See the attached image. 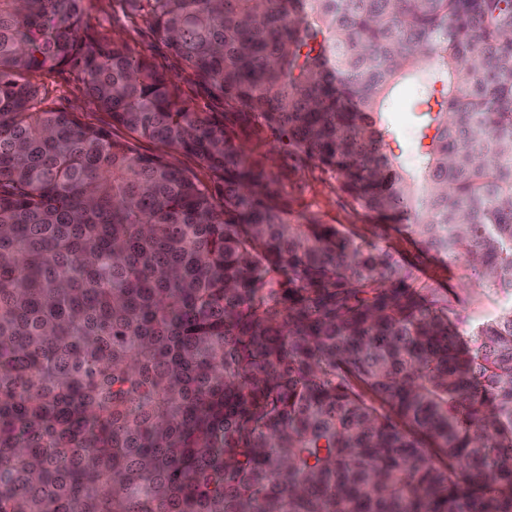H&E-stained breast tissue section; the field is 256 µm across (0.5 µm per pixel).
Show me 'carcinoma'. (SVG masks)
Returning a JSON list of instances; mask_svg holds the SVG:
<instances>
[{
	"label": "carcinoma",
	"instance_id": "cac0c4a2",
	"mask_svg": "<svg viewBox=\"0 0 512 512\" xmlns=\"http://www.w3.org/2000/svg\"><path fill=\"white\" fill-rule=\"evenodd\" d=\"M83 2L0 0V512H512V0H122L221 121ZM69 64L112 129L41 107ZM283 140L501 308L293 223ZM412 102V85L409 81H404L397 86V88L393 92V100L391 104L388 106L386 112H397L393 113L394 119L396 121V125L399 133V141L403 148V153L396 147V144L390 142V147L393 149L395 155H398V159L396 160V164H402L404 167L408 169H413L414 164L410 161L409 155L407 152L408 145L412 141V138L406 136L409 129L412 130L415 136V127L411 121V117L408 112H410V105ZM406 132V134H405Z\"/></svg>",
	"mask_w": 512,
	"mask_h": 512
}]
</instances>
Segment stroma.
<instances>
[{"mask_svg": "<svg viewBox=\"0 0 512 512\" xmlns=\"http://www.w3.org/2000/svg\"><path fill=\"white\" fill-rule=\"evenodd\" d=\"M106 31L119 34L134 50L148 53L159 68L178 76L185 95L195 98L204 111H222V104L211 100L204 89L190 81L181 60L156 37L147 22L126 19L117 0H87L85 35L92 38ZM42 95L50 108L77 112L84 122L93 125L107 127L111 124L108 114L100 111L87 95L80 75L74 70L58 69L45 77ZM300 178V186L289 190L292 221H300L302 215L312 212L321 223L336 225L343 232L356 237L364 246L388 248L413 271L431 266L428 285L447 293L450 300L465 305L473 319L485 318L496 310L498 303L495 298L471 277L463 261L436 259L433 253L414 243L403 225L373 223L344 206L333 186L315 180L307 171L301 173Z\"/></svg>", "mask_w": 512, "mask_h": 512, "instance_id": "1", "label": "stroma"}]
</instances>
